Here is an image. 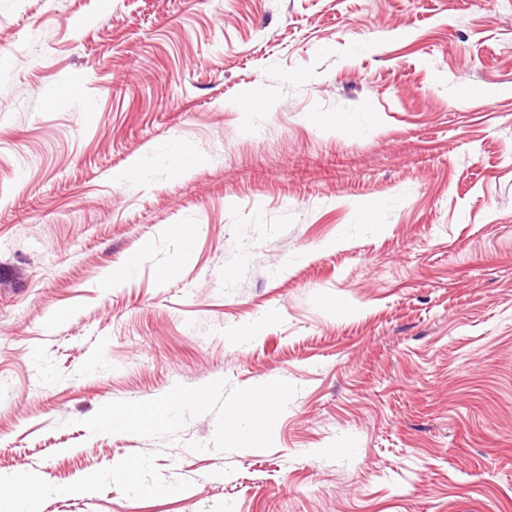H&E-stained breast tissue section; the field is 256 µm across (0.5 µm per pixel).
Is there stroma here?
Segmentation results:
<instances>
[{
  "label": "stroma",
  "mask_w": 512,
  "mask_h": 512,
  "mask_svg": "<svg viewBox=\"0 0 512 512\" xmlns=\"http://www.w3.org/2000/svg\"><path fill=\"white\" fill-rule=\"evenodd\" d=\"M0 383L40 512H512V0H0Z\"/></svg>",
  "instance_id": "35a3bbf8"
}]
</instances>
